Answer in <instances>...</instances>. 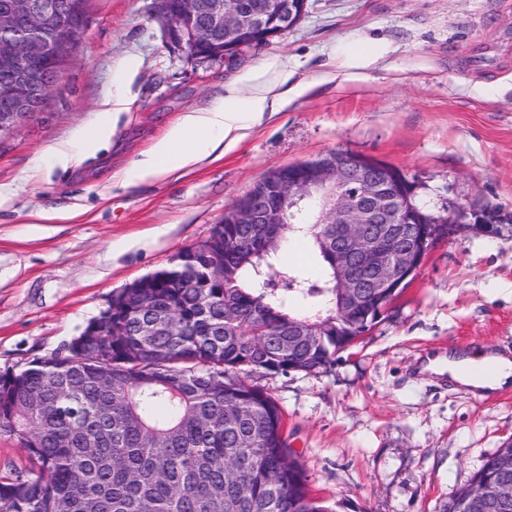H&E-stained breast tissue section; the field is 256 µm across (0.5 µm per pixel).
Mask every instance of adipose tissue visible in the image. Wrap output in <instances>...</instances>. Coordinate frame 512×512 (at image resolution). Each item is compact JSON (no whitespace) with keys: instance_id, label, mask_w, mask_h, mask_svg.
<instances>
[{"instance_id":"obj_1","label":"adipose tissue","mask_w":512,"mask_h":512,"mask_svg":"<svg viewBox=\"0 0 512 512\" xmlns=\"http://www.w3.org/2000/svg\"><path fill=\"white\" fill-rule=\"evenodd\" d=\"M240 81L258 85V92L243 101L238 97L237 87L231 86L223 101L185 113L148 152L131 163L121 177V185L154 183L192 169L214 152L231 151L264 119L287 107V92L279 85L263 84L260 72H245ZM124 109V98L105 97L92 123L70 140L42 153L37 171L65 170L94 156L110 142L117 117Z\"/></svg>"}]
</instances>
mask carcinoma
Returning a JSON list of instances; mask_svg holds the SVG:
<instances>
[{
    "instance_id": "cac0c4a2",
    "label": "carcinoma",
    "mask_w": 512,
    "mask_h": 512,
    "mask_svg": "<svg viewBox=\"0 0 512 512\" xmlns=\"http://www.w3.org/2000/svg\"><path fill=\"white\" fill-rule=\"evenodd\" d=\"M322 224L283 235L304 241L315 278L261 255L248 227L159 288L112 296L94 342L0 372V431L26 466L0 473V512H335L313 495L288 448L281 409L240 375L313 373L376 324L378 294L343 323L336 267ZM218 284L199 285V273ZM303 301L329 321L288 335Z\"/></svg>"
}]
</instances>
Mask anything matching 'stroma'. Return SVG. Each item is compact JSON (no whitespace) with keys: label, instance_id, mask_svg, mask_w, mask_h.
Wrapping results in <instances>:
<instances>
[{"label":"stroma","instance_id":"obj_1","mask_svg":"<svg viewBox=\"0 0 512 512\" xmlns=\"http://www.w3.org/2000/svg\"><path fill=\"white\" fill-rule=\"evenodd\" d=\"M287 62V72L270 68ZM305 84L234 150L130 190L117 175L183 113L241 73ZM129 99L107 147L41 174L42 152ZM343 151L419 183L433 211L485 209L440 237L376 325L316 373L245 375L271 394L311 489L345 512H442L512 439V393L478 398L416 360L434 348L512 354V0H308L283 38L236 58L189 60L159 0H87L86 23L43 111L0 138V370L49 357L113 294L208 237L280 167Z\"/></svg>","mask_w":512,"mask_h":512}]
</instances>
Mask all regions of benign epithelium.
Instances as JSON below:
<instances>
[{
	"mask_svg": "<svg viewBox=\"0 0 512 512\" xmlns=\"http://www.w3.org/2000/svg\"><path fill=\"white\" fill-rule=\"evenodd\" d=\"M307 0H278L280 26L267 30V0H177L161 2L164 35L195 61H223L243 47L266 45L285 36L302 19ZM84 28L65 0H0V66L14 76L0 83V136L17 128L23 106L39 109L58 79L57 62L68 55ZM404 174L360 154L331 152L302 164L280 167L261 177L216 225L300 224L306 211L328 225L326 251L336 260L337 288L344 313L360 308L364 292L377 288L383 299L399 293L421 267L436 238L464 210L448 215L410 213L393 187ZM497 478L458 495L457 508L472 503L476 512H512V453L495 454Z\"/></svg>",
	"mask_w": 512,
	"mask_h": 512,
	"instance_id": "benign-epithelium-1",
	"label": "benign epithelium"
}]
</instances>
